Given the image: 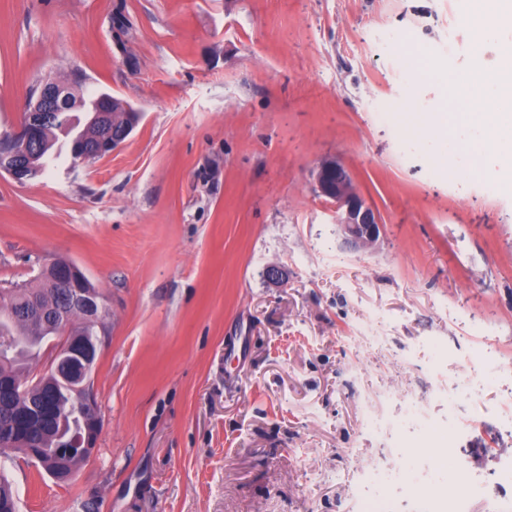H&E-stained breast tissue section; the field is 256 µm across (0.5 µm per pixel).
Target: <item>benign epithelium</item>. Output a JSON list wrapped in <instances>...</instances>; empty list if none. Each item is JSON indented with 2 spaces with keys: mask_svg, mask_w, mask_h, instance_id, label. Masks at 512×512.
<instances>
[{
  "mask_svg": "<svg viewBox=\"0 0 512 512\" xmlns=\"http://www.w3.org/2000/svg\"><path fill=\"white\" fill-rule=\"evenodd\" d=\"M72 99L68 84L64 81H47L42 83L26 102L20 122L11 130L0 135V171L13 179L22 181L35 175L37 166L32 164L39 132L49 123L61 118L62 113L70 110ZM130 108L123 102L106 97L99 98L97 110L92 113L90 123L97 130H108L116 112H128ZM131 133L127 128L112 137L99 133L83 143L80 161L100 158L112 154L122 146ZM318 196L336 207L338 223L345 243L354 248H367L378 240L382 229V218L378 209L357 190L347 167L338 159L328 158L321 161L313 170ZM41 274L46 278V287L52 289L51 296L64 288H70L67 294L68 306L62 310L56 306H46L36 300L25 314L30 322L48 325V319L59 317L57 328H62L70 315L77 312L81 321L102 325L105 312L104 296L96 289L86 285L83 271L74 263L65 260H52L42 266ZM73 332L66 330L61 346L56 353L67 352L73 357L71 368L64 377L75 384L79 392L80 431L66 444L68 448H77L79 453L91 457L96 448L100 416L97 405L90 393V381L93 367L101 344L96 339L88 344L73 343ZM12 452L25 460L41 467L49 476L61 478V463L51 461L31 450L24 440H15L9 444Z\"/></svg>",
  "mask_w": 512,
  "mask_h": 512,
  "instance_id": "obj_1",
  "label": "benign epithelium"
}]
</instances>
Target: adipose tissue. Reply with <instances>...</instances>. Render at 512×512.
Here are the masks:
<instances>
[{
  "label": "adipose tissue",
  "instance_id": "adipose-tissue-1",
  "mask_svg": "<svg viewBox=\"0 0 512 512\" xmlns=\"http://www.w3.org/2000/svg\"><path fill=\"white\" fill-rule=\"evenodd\" d=\"M465 18L469 26L482 34L512 26V0H495L484 9V0H465ZM419 129L442 133L452 127L465 131L457 148L466 154L472 169H479L485 154L495 153L512 163V75L486 74L473 69L467 81L457 84L444 113L424 117Z\"/></svg>",
  "mask_w": 512,
  "mask_h": 512
}]
</instances>
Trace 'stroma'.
<instances>
[{
	"mask_svg": "<svg viewBox=\"0 0 512 512\" xmlns=\"http://www.w3.org/2000/svg\"><path fill=\"white\" fill-rule=\"evenodd\" d=\"M460 20L458 0H0V131L52 79L141 114L110 156L0 174V288L61 258L106 299L97 447L65 482L6 462L20 512H364L367 403L398 415L391 386L440 411L488 341L445 452L394 467L445 485L462 459L469 512L512 497V169L411 126L449 96L436 63L497 72L512 50V28L449 42ZM331 157L381 214L373 247L315 190Z\"/></svg>",
	"mask_w": 512,
	"mask_h": 512,
	"instance_id": "obj_1",
	"label": "stroma"
}]
</instances>
